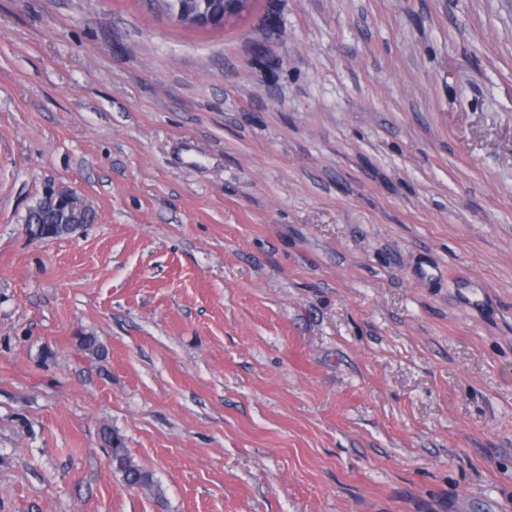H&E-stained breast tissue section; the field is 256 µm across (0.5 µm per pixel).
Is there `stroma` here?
Returning a JSON list of instances; mask_svg holds the SVG:
<instances>
[{
    "label": "stroma",
    "mask_w": 512,
    "mask_h": 512,
    "mask_svg": "<svg viewBox=\"0 0 512 512\" xmlns=\"http://www.w3.org/2000/svg\"><path fill=\"white\" fill-rule=\"evenodd\" d=\"M0 512H512V0H0ZM30 226V235L35 237L42 235L46 230L45 224H54L55 216L51 209L45 208L42 199L32 208L29 209L26 216V224ZM102 438L110 448V465L115 472L122 475L124 482L131 487L153 490L155 481L152 474L133 462L121 439L108 428L103 429Z\"/></svg>",
    "instance_id": "35a3bbf8"
}]
</instances>
